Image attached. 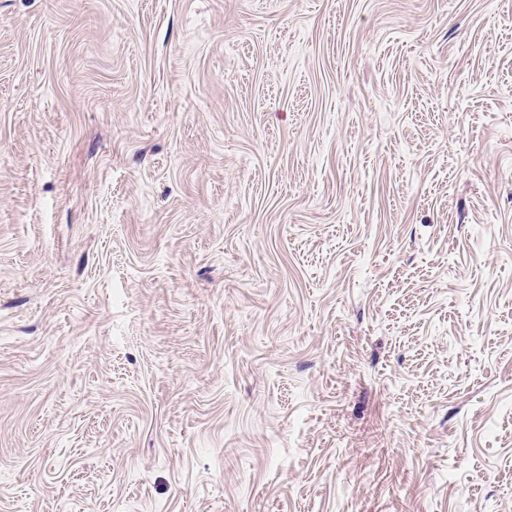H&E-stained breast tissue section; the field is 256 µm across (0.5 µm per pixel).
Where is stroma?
Returning a JSON list of instances; mask_svg holds the SVG:
<instances>
[{
    "label": "stroma",
    "mask_w": 512,
    "mask_h": 512,
    "mask_svg": "<svg viewBox=\"0 0 512 512\" xmlns=\"http://www.w3.org/2000/svg\"><path fill=\"white\" fill-rule=\"evenodd\" d=\"M0 512H512V0H0Z\"/></svg>",
    "instance_id": "1"
}]
</instances>
